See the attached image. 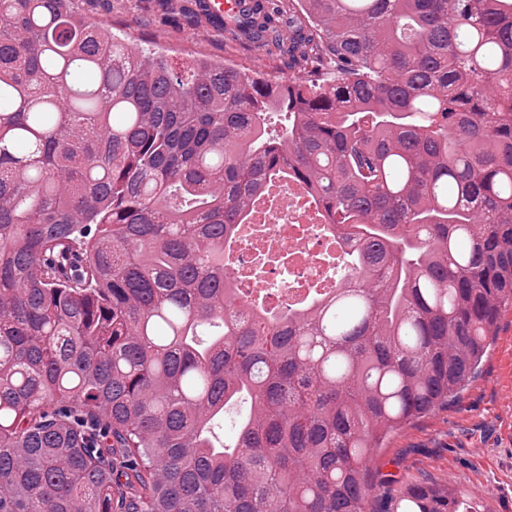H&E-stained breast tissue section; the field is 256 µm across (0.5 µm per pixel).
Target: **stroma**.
I'll use <instances>...</instances> for the list:
<instances>
[{"label": "stroma", "mask_w": 512, "mask_h": 512, "mask_svg": "<svg viewBox=\"0 0 512 512\" xmlns=\"http://www.w3.org/2000/svg\"><path fill=\"white\" fill-rule=\"evenodd\" d=\"M192 0H77L87 22H108L133 47L164 51L176 63L224 61L272 74L288 55L245 45L223 30L194 23ZM477 373L458 397L392 432L374 449L377 483L367 512H389L392 499L418 479L469 501L473 512H512V307L492 327Z\"/></svg>", "instance_id": "obj_1"}]
</instances>
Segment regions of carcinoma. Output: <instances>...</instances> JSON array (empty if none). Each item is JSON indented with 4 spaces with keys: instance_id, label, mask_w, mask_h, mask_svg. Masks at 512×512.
<instances>
[{
    "instance_id": "1",
    "label": "carcinoma",
    "mask_w": 512,
    "mask_h": 512,
    "mask_svg": "<svg viewBox=\"0 0 512 512\" xmlns=\"http://www.w3.org/2000/svg\"><path fill=\"white\" fill-rule=\"evenodd\" d=\"M75 2L0 0V512H367L372 448L512 304V0H289L291 77L176 67ZM288 179L356 229L347 281L244 317L224 248ZM462 508L421 482L391 512Z\"/></svg>"
}]
</instances>
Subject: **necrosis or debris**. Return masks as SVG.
<instances>
[{
	"label": "necrosis or debris",
	"mask_w": 512,
	"mask_h": 512,
	"mask_svg": "<svg viewBox=\"0 0 512 512\" xmlns=\"http://www.w3.org/2000/svg\"><path fill=\"white\" fill-rule=\"evenodd\" d=\"M348 226L328 223L298 181L278 183L250 223L238 225L228 267L237 296L275 312L303 304L312 292L336 288Z\"/></svg>",
	"instance_id": "1"
}]
</instances>
